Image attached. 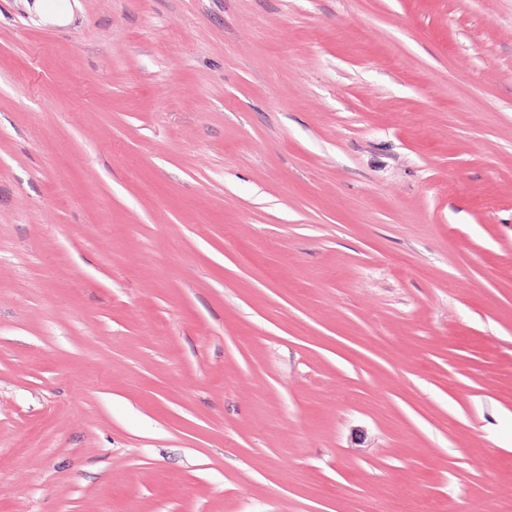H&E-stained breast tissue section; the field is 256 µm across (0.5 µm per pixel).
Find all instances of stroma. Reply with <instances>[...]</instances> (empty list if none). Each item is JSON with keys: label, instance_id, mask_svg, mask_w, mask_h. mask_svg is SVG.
<instances>
[{"label": "stroma", "instance_id": "obj_1", "mask_svg": "<svg viewBox=\"0 0 512 512\" xmlns=\"http://www.w3.org/2000/svg\"><path fill=\"white\" fill-rule=\"evenodd\" d=\"M512 512V0H0V512Z\"/></svg>", "mask_w": 512, "mask_h": 512}]
</instances>
